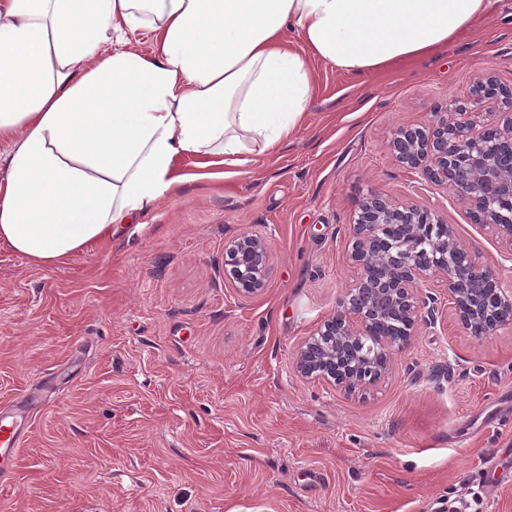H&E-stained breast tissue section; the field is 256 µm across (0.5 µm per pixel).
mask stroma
<instances>
[{
    "mask_svg": "<svg viewBox=\"0 0 512 512\" xmlns=\"http://www.w3.org/2000/svg\"><path fill=\"white\" fill-rule=\"evenodd\" d=\"M312 69L309 122L275 154L184 161L180 195L61 265L0 247V410L27 437L7 512H512L511 328L472 340L441 287L437 324L365 395L295 369L354 277L370 193L442 215L512 287V249L390 150L484 72L512 87V0L435 57L366 79ZM244 232L271 265L252 297L224 277Z\"/></svg>",
    "mask_w": 512,
    "mask_h": 512,
    "instance_id": "obj_1",
    "label": "stroma"
}]
</instances>
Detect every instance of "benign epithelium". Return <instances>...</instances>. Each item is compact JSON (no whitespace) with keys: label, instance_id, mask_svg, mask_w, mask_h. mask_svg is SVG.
I'll return each mask as SVG.
<instances>
[{"label":"benign epithelium","instance_id":"7a95c632","mask_svg":"<svg viewBox=\"0 0 512 512\" xmlns=\"http://www.w3.org/2000/svg\"><path fill=\"white\" fill-rule=\"evenodd\" d=\"M512 104V89L487 75L469 105L428 126L403 127L391 141L395 158L424 180L451 189L472 221L512 246V113L470 110L499 101ZM357 278L296 352L295 368L349 396L376 385L406 350L419 324L438 321L443 285L459 327L483 340L512 327V288L456 236L437 213L371 194L354 211L348 243ZM227 279L238 294L264 290L269 275L266 240L243 232L224 244Z\"/></svg>","mask_w":512,"mask_h":512}]
</instances>
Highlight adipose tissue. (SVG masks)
Here are the masks:
<instances>
[{
	"mask_svg": "<svg viewBox=\"0 0 512 512\" xmlns=\"http://www.w3.org/2000/svg\"><path fill=\"white\" fill-rule=\"evenodd\" d=\"M494 0H0V247L56 266L307 122L309 63L447 49ZM153 34L156 51L128 36Z\"/></svg>",
	"mask_w": 512,
	"mask_h": 512,
	"instance_id": "1",
	"label": "adipose tissue"
}]
</instances>
